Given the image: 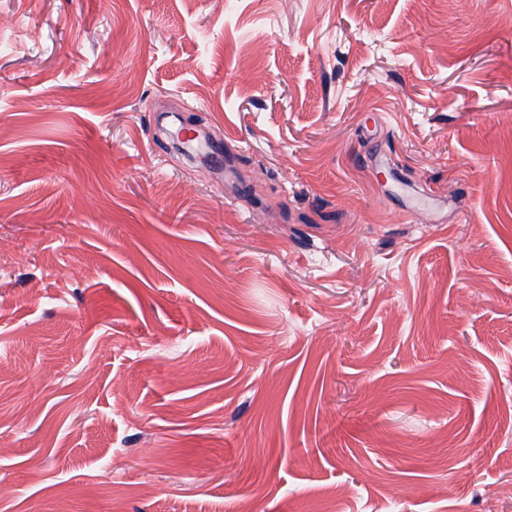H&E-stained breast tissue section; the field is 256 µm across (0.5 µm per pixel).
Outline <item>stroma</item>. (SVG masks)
Listing matches in <instances>:
<instances>
[{"instance_id":"stroma-1","label":"stroma","mask_w":512,"mask_h":512,"mask_svg":"<svg viewBox=\"0 0 512 512\" xmlns=\"http://www.w3.org/2000/svg\"><path fill=\"white\" fill-rule=\"evenodd\" d=\"M1 16L0 512H512V0ZM177 139L181 142L179 149L184 153L193 152L201 159H204L208 155V149L213 145V142L211 141L212 136L210 134H206L203 139H199L196 131L188 127H182L178 131Z\"/></svg>"}]
</instances>
